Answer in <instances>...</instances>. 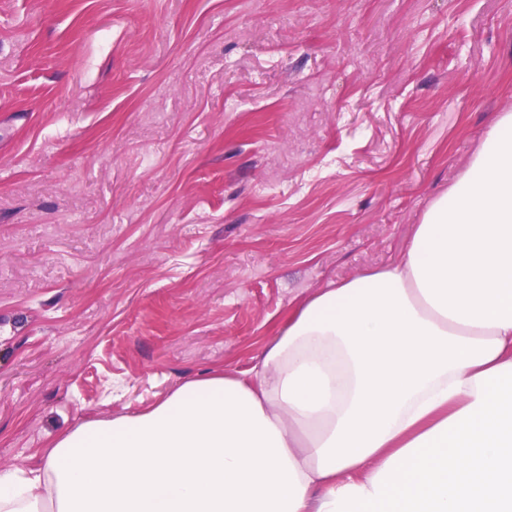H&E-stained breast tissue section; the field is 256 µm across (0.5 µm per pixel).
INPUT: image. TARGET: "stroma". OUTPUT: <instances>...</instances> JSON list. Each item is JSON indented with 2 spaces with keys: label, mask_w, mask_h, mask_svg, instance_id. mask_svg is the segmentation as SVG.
<instances>
[{
  "label": "stroma",
  "mask_w": 512,
  "mask_h": 512,
  "mask_svg": "<svg viewBox=\"0 0 512 512\" xmlns=\"http://www.w3.org/2000/svg\"><path fill=\"white\" fill-rule=\"evenodd\" d=\"M509 111L512 0H0V467L247 376Z\"/></svg>",
  "instance_id": "stroma-1"
}]
</instances>
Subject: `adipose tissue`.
Returning <instances> with one entry per match:
<instances>
[{
    "label": "adipose tissue",
    "instance_id": "obj_1",
    "mask_svg": "<svg viewBox=\"0 0 512 512\" xmlns=\"http://www.w3.org/2000/svg\"><path fill=\"white\" fill-rule=\"evenodd\" d=\"M0 512H512V112L401 260L215 370L0 469Z\"/></svg>",
    "mask_w": 512,
    "mask_h": 512
}]
</instances>
